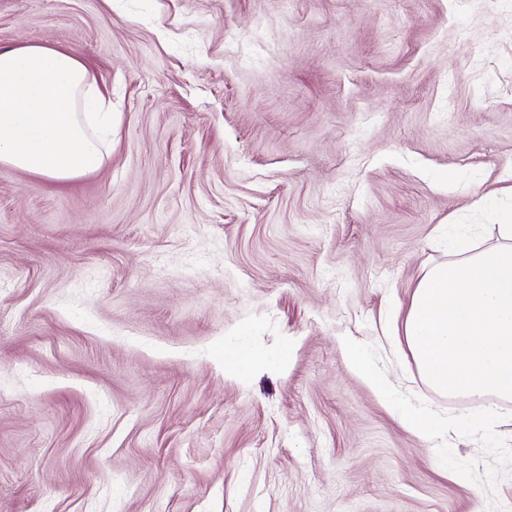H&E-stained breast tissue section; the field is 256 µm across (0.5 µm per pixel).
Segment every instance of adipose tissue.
Listing matches in <instances>:
<instances>
[{
  "label": "adipose tissue",
  "mask_w": 512,
  "mask_h": 512,
  "mask_svg": "<svg viewBox=\"0 0 512 512\" xmlns=\"http://www.w3.org/2000/svg\"><path fill=\"white\" fill-rule=\"evenodd\" d=\"M112 103L75 57L32 43L0 51V164L55 181L99 169ZM477 247L458 226L448 261L421 277L403 320L405 344L435 391L512 400V224Z\"/></svg>",
  "instance_id": "1"
}]
</instances>
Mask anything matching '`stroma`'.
Wrapping results in <instances>:
<instances>
[{
	"instance_id": "obj_1",
	"label": "stroma",
	"mask_w": 512,
	"mask_h": 512,
	"mask_svg": "<svg viewBox=\"0 0 512 512\" xmlns=\"http://www.w3.org/2000/svg\"><path fill=\"white\" fill-rule=\"evenodd\" d=\"M23 42L89 68L112 146L0 165V512H512V401L381 322L512 213V0H0ZM256 362L255 356L244 351H231L224 347L225 374L243 376L247 374ZM346 349L356 372L373 384L383 397H387L389 395L387 381L374 373L363 350L359 346L351 344H346ZM400 419L404 427L426 439L435 441L448 432V420L428 416L416 411L403 410L400 412Z\"/></svg>"
}]
</instances>
